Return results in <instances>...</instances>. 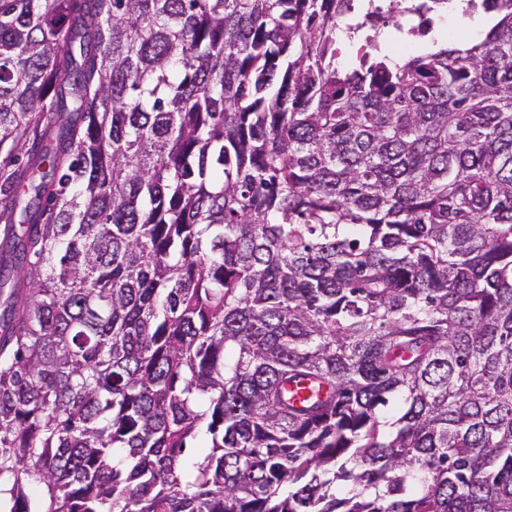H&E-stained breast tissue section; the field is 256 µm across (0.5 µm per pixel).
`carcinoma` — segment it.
<instances>
[{"instance_id": "cac0c4a2", "label": "carcinoma", "mask_w": 512, "mask_h": 512, "mask_svg": "<svg viewBox=\"0 0 512 512\" xmlns=\"http://www.w3.org/2000/svg\"><path fill=\"white\" fill-rule=\"evenodd\" d=\"M490 2L344 66L348 0H0V512H512Z\"/></svg>"}]
</instances>
